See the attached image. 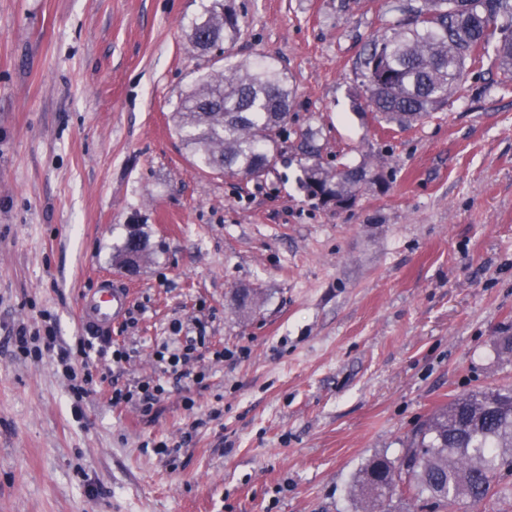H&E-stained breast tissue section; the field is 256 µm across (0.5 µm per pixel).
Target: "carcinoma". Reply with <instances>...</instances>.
<instances>
[{
    "mask_svg": "<svg viewBox=\"0 0 512 512\" xmlns=\"http://www.w3.org/2000/svg\"><path fill=\"white\" fill-rule=\"evenodd\" d=\"M408 15L373 39L360 58L364 93L386 120L408 123L448 105L464 72L493 53L512 79V0H415ZM242 35L230 0L212 3L188 27L196 49L235 44ZM285 74L267 60L227 64L200 77L182 96L176 126L199 164L230 177L258 179L278 160L292 104ZM308 196L350 202L365 183L368 165H322L314 135L303 144ZM512 472V387L455 396L413 435L400 465L375 458L354 485L379 507L393 496L423 499L439 512L461 500L478 508L498 494L502 471Z\"/></svg>",
    "mask_w": 512,
    "mask_h": 512,
    "instance_id": "carcinoma-1",
    "label": "carcinoma"
}]
</instances>
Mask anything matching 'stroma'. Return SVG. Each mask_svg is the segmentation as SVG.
<instances>
[{
  "label": "stroma",
  "mask_w": 512,
  "mask_h": 512,
  "mask_svg": "<svg viewBox=\"0 0 512 512\" xmlns=\"http://www.w3.org/2000/svg\"><path fill=\"white\" fill-rule=\"evenodd\" d=\"M207 3L0 0V512H364L368 459L399 461L454 396L512 384V80L494 56L401 128L359 58L408 0H234L229 60L276 63L295 100L271 172L225 178L172 121L214 66L186 38ZM309 130L323 162L386 187L341 210L309 198ZM131 229L149 244L133 277L113 260ZM104 279L128 306L99 335L80 302ZM23 328L57 341L23 355ZM177 331L210 338L186 378L149 414L112 406L162 377ZM82 339L96 386L78 404L60 358Z\"/></svg>",
  "instance_id": "obj_1"
}]
</instances>
